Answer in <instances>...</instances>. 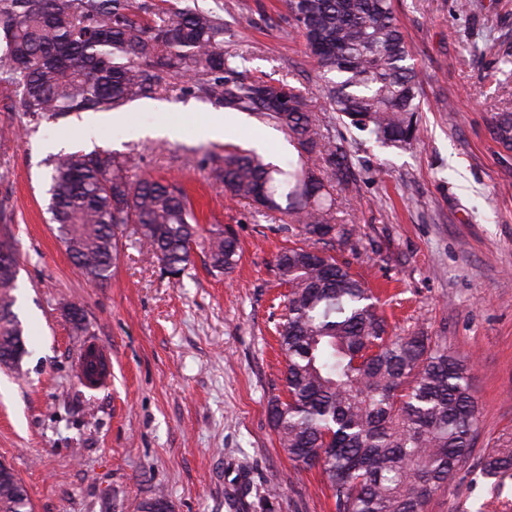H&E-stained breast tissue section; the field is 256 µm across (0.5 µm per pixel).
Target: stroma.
<instances>
[{
  "mask_svg": "<svg viewBox=\"0 0 512 512\" xmlns=\"http://www.w3.org/2000/svg\"><path fill=\"white\" fill-rule=\"evenodd\" d=\"M224 6V46L251 52V74L305 95L324 135L344 139L355 163L337 186L336 223L355 226L328 254L349 263L380 299L395 333L446 337L472 366L481 421L474 456L512 448V151L489 129L512 110V0H393L420 87V141L409 151L376 143L332 112L285 0H199ZM214 107L169 80L157 106L140 100L33 126L0 89V228L18 251L15 295L27 338L18 369L0 370V461L25 483L33 512H138L164 492L173 512H336L318 469L289 460L268 417L284 395L275 333L285 292L276 254L297 230L212 185L210 153L263 145L298 160L287 136L244 113H225L226 141L196 126ZM180 138L152 135L161 122ZM125 153L131 177L182 183L203 226L231 227L242 253L224 275L193 250L181 280L147 259L132 234L120 241L111 280L79 275L45 213L48 144ZM79 307L82 326L69 316ZM112 360V381L77 378L87 341ZM427 512H512V479L492 486L473 465L458 471Z\"/></svg>",
  "mask_w": 512,
  "mask_h": 512,
  "instance_id": "stroma-1",
  "label": "stroma"
}]
</instances>
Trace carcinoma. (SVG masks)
Segmentation results:
<instances>
[{"label": "carcinoma", "mask_w": 512, "mask_h": 512, "mask_svg": "<svg viewBox=\"0 0 512 512\" xmlns=\"http://www.w3.org/2000/svg\"><path fill=\"white\" fill-rule=\"evenodd\" d=\"M306 53L317 66L332 111L383 146L420 140V92L410 48L391 0H287ZM249 57L224 49V16L198 0L149 10L135 0H0V84L38 127L59 118L153 99L166 78L183 94L227 112H247L288 136L300 154L279 166L256 150L210 155V179L233 198L284 213L306 246L275 257L288 287L277 324L286 358L287 400L269 402L280 447L304 468H319L336 512H426L471 456L480 409L466 361L443 336H391L375 297L349 266L320 251L325 236L348 240L355 228L334 222L329 187L349 184L344 146L321 132L306 97L283 80L246 74ZM490 134L512 151V111L496 114ZM47 213L81 274L104 284L131 229L151 258L180 278L193 247L209 267L230 274L240 246L229 228L199 224L176 181L134 180L123 156L96 146L56 157ZM16 275L0 276V367L26 354L14 311ZM89 347L83 375L106 374ZM497 485L512 478V450L478 460ZM0 512H31L27 488L0 462Z\"/></svg>", "instance_id": "cac0c4a2"}]
</instances>
